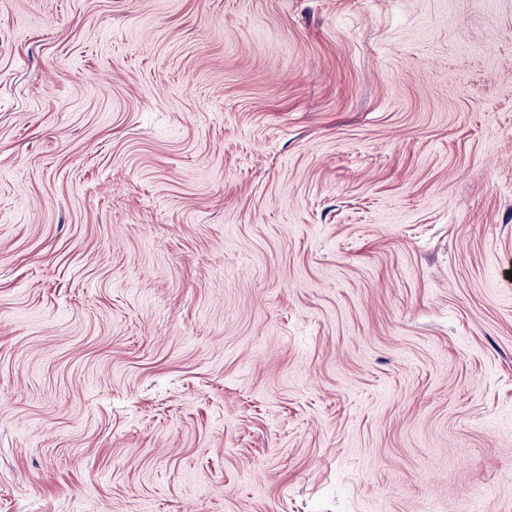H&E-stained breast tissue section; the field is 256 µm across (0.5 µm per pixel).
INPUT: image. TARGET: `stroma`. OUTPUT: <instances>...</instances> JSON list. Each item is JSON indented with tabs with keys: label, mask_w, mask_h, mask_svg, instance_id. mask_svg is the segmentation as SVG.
I'll use <instances>...</instances> for the list:
<instances>
[{
	"label": "stroma",
	"mask_w": 512,
	"mask_h": 512,
	"mask_svg": "<svg viewBox=\"0 0 512 512\" xmlns=\"http://www.w3.org/2000/svg\"><path fill=\"white\" fill-rule=\"evenodd\" d=\"M0 512H512V0H0Z\"/></svg>",
	"instance_id": "obj_1"
}]
</instances>
